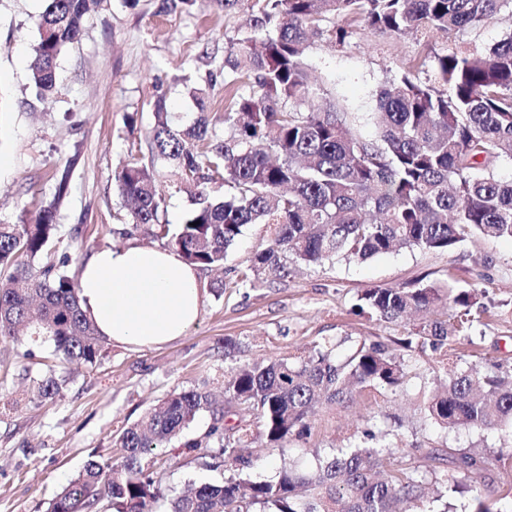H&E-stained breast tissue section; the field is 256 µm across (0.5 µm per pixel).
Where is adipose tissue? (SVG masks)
Segmentation results:
<instances>
[{
	"label": "adipose tissue",
	"instance_id": "1",
	"mask_svg": "<svg viewBox=\"0 0 512 512\" xmlns=\"http://www.w3.org/2000/svg\"><path fill=\"white\" fill-rule=\"evenodd\" d=\"M204 299L198 270L171 249L105 248L81 267L80 307L112 343L154 348L172 342L198 320Z\"/></svg>",
	"mask_w": 512,
	"mask_h": 512
}]
</instances>
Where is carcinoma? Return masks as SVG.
Instances as JSON below:
<instances>
[{"mask_svg": "<svg viewBox=\"0 0 512 512\" xmlns=\"http://www.w3.org/2000/svg\"><path fill=\"white\" fill-rule=\"evenodd\" d=\"M37 23L30 86L46 101L55 90L56 63L74 43L96 0H44ZM512 0H263L247 28L263 36L231 44L224 57L228 106L220 138L202 90L193 88L200 112L193 124H173L165 101L152 108L148 160L124 165L113 175L129 210L124 233L171 237L188 264L211 270L247 224H262L268 243L248 268L224 288L254 286L259 274L288 275L283 259L295 263L363 261L398 248L448 252L472 235L512 239V180L496 173L512 162V36L488 49L455 47L434 57V82L405 75L377 96L376 135L352 128L340 108L323 112L283 111L309 105L315 89L304 51L323 36L320 21L332 20V43L342 44L359 23L369 30L421 38L476 28ZM254 77L250 91L235 88ZM165 164L191 208L179 231L159 221L164 190L156 165ZM230 189L221 195L217 180ZM67 189L61 178L53 200L35 222L21 212L0 224V337L24 335L32 323L50 336L65 360L90 367L105 356V339L81 310L79 284L53 261L35 269L30 259L57 234V207ZM361 314L396 321L420 315L411 337L389 343L361 341L347 349L328 340L308 357L244 364L224 379L227 406L208 428L184 443L190 450L216 448L233 474L204 483L169 500L168 512H437L434 503L448 484L430 482L392 460L383 446L350 443L316 454L314 470L282 462L269 481L248 478L255 437L284 452L291 440L310 437L321 403L341 404L354 390L378 384L397 388L405 377L403 351L433 350L468 338L478 304L475 289L441 288L417 282L411 288H373L359 298ZM448 305L450 318L431 319L429 310ZM440 386L419 413L446 429L479 431L512 426V366L493 362L485 371L442 366ZM60 383L37 384L34 399L52 400ZM213 408L210 393L175 389L156 407L123 429L119 461L91 460L54 498L50 512H97L106 500L113 512H150L162 497L151 455ZM511 448L448 449L457 476L450 481L472 494L471 512H490L481 500L492 462Z\"/></svg>", "mask_w": 512, "mask_h": 512, "instance_id": "1", "label": "carcinoma"}]
</instances>
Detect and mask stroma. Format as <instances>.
<instances>
[{
    "instance_id": "1",
    "label": "stroma",
    "mask_w": 512,
    "mask_h": 512,
    "mask_svg": "<svg viewBox=\"0 0 512 512\" xmlns=\"http://www.w3.org/2000/svg\"><path fill=\"white\" fill-rule=\"evenodd\" d=\"M162 0H103L86 17L80 39L60 55L51 99L37 100L29 73L43 0H0V222L20 210L36 215L51 200L60 177L68 188L58 211V233L32 262L67 258L79 275L93 252L130 243L154 247L145 234H115L127 211L113 184L122 163L147 153L152 103L165 95L169 111L191 123L198 108L189 87L204 89L211 115L224 114V80L218 75L230 44L247 32L245 19L258 0L227 10L217 0L165 12ZM512 35V10L484 24L423 44L416 35L355 28L344 44L316 39L306 51L314 106L351 112L362 134H373L371 114L389 82L410 76L431 82L425 55L455 46L488 48ZM134 125H127V116ZM263 225L250 224L227 252L224 267L199 274L206 300L198 322L159 348L112 344L100 366L60 359L51 340L0 337V512H48L60 489L87 461L113 463L122 428L176 388L224 394V375L243 363L274 357H307L314 341H388L408 336L417 320L385 322L357 312L370 288H399L422 279L445 287L476 288L480 308L470 339L448 350L449 368L500 361L512 364V241L473 236L449 252L404 248L363 262L300 264L285 278L264 273L254 287L214 283L234 279L264 248ZM400 390L367 386L345 403L322 405L307 442H289L287 455L305 468L315 452L347 446L351 434L372 428L394 446V461L418 473H450L449 449L512 445V431H447L420 418L416 408L434 387L439 359L432 350L406 353ZM66 377L54 399L32 402L45 377ZM163 499L153 512L189 487L228 476L209 450L186 451L182 439L155 450Z\"/></svg>"
}]
</instances>
